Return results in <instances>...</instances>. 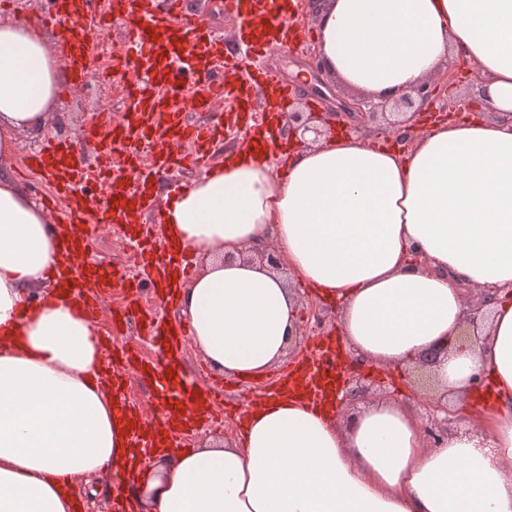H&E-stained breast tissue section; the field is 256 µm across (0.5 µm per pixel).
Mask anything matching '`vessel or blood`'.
Wrapping results in <instances>:
<instances>
[{"mask_svg": "<svg viewBox=\"0 0 512 512\" xmlns=\"http://www.w3.org/2000/svg\"><path fill=\"white\" fill-rule=\"evenodd\" d=\"M230 5L252 33L251 40L238 47L216 38L189 9L188 0H108L105 15L85 24L79 18L86 12V0H53L52 9L37 15L42 26L57 33L58 53L71 85L84 84L89 78L99 33L112 22L121 24L132 48L117 62L129 79L120 119L94 114L81 139H47L26 157L23 166L51 179L52 205L61 209L69 226L62 247L74 271L68 290L75 312L94 321L113 288L121 282L128 284L131 297L113 315V332L121 336L130 327L142 326L152 338L157 357L143 360L120 343L103 350L102 356L110 363L124 361L144 380L155 378L162 369L180 371L177 355L184 332L169 333L162 319L139 303L141 289L157 286L163 272L151 267L146 248L138 245L131 250L130 264L121 271L102 267L85 251L87 227L134 223L137 214L154 203L149 184L163 180L184 162L209 173L214 147L224 130L227 98L238 99L241 111L249 113L257 88L273 86V97L253 128L260 132L268 124L286 121L295 100V85L274 71L257 69L255 61L287 42L288 17L267 16L262 0H230ZM194 112L204 115V122H192ZM95 186L104 194L105 203H97V194L91 192ZM295 373L315 401L324 398L332 383L328 369L312 361L301 363ZM171 396L202 425L224 421V407L212 397L208 385L190 390L177 382Z\"/></svg>", "mask_w": 512, "mask_h": 512, "instance_id": "obj_1", "label": "vessel or blood"}]
</instances>
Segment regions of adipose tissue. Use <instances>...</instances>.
I'll return each instance as SVG.
<instances>
[{
  "mask_svg": "<svg viewBox=\"0 0 512 512\" xmlns=\"http://www.w3.org/2000/svg\"><path fill=\"white\" fill-rule=\"evenodd\" d=\"M316 16L345 88L393 99L462 63L485 115L434 122L405 152L336 133L277 172L249 150L194 179L161 212L174 255L198 262L178 317L212 367L258 380L288 352L299 289H314L368 361L443 351L436 392L479 405V429L429 443L390 400L345 417L271 395L241 439L138 471L95 326L62 294L30 309L63 264L59 235L7 170L61 76L32 24L0 20V512H80L73 480L109 471L133 476L152 512H512V0H319ZM262 242L287 274L246 259ZM468 287L485 316L459 350Z\"/></svg>",
  "mask_w": 512,
  "mask_h": 512,
  "instance_id": "adipose-tissue-1",
  "label": "adipose tissue"
}]
</instances>
